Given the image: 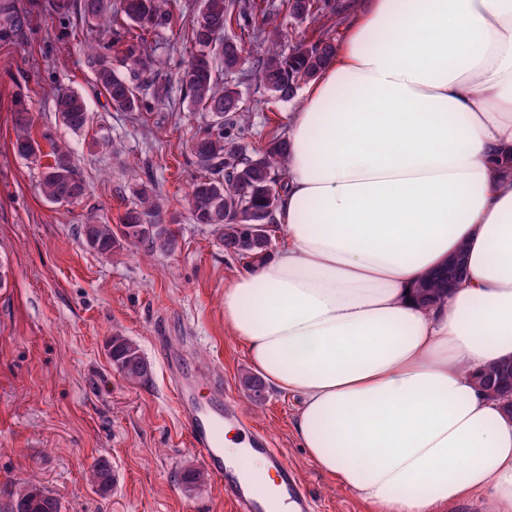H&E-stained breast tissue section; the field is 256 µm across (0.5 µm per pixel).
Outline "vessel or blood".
<instances>
[{"label": "vessel or blood", "mask_w": 512, "mask_h": 512, "mask_svg": "<svg viewBox=\"0 0 512 512\" xmlns=\"http://www.w3.org/2000/svg\"><path fill=\"white\" fill-rule=\"evenodd\" d=\"M172 399L188 443L203 467L224 489L232 512H311L312 504L287 459L267 437L246 421L240 406L212 386L207 397L196 391L195 368L184 360L171 364ZM241 433L244 451L235 461L224 458V432ZM264 456L266 471L249 468L251 454Z\"/></svg>", "instance_id": "obj_1"}]
</instances>
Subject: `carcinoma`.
Segmentation results:
<instances>
[{
  "label": "carcinoma",
  "mask_w": 512,
  "mask_h": 512,
  "mask_svg": "<svg viewBox=\"0 0 512 512\" xmlns=\"http://www.w3.org/2000/svg\"><path fill=\"white\" fill-rule=\"evenodd\" d=\"M180 0H4L0 4V42H11L13 31L41 14L74 15L86 24L84 55L94 74L95 86L113 108L123 112L145 109L142 76L154 64L152 46L145 33L171 24ZM351 8L346 0H201L188 21L186 41L196 52L177 73L190 102L210 117L209 124L188 145L201 170L190 184L188 206L197 224L213 228L224 250L247 265H256L271 254L277 225L275 214L287 186L285 164L288 141L276 130L266 133L264 143L251 154L244 153L240 135L246 131V112L238 90L243 76L255 79L274 101L293 98L301 84L315 79L333 59L336 51L329 30ZM300 22L320 24L315 39L299 38L292 49H283L284 33L277 26L256 24V17L267 18L280 10ZM236 27L238 38L226 39V29ZM257 48L249 70L242 69L245 46ZM121 55L129 76L112 68V53ZM55 111L73 131L90 125L83 95L58 89L54 92ZM14 151L22 159L41 168L39 191L48 201L72 203L86 190L73 162L72 151L64 142L49 141L43 152L33 137V118L25 100L14 104ZM163 210L161 199L141 192L140 203L128 209L118 224H84L80 233L85 243L99 254H110L124 247L147 244L163 252L177 247L176 233L166 227L161 236L136 230L156 221ZM425 305L448 295V269L429 272L417 288ZM112 366L130 383H143L150 376V365L131 339L113 335L106 342ZM485 391L500 397L512 390V368L497 361L481 378ZM241 383L255 406L266 400V386L256 375L246 373ZM112 466L98 461L90 472L91 481L106 493L112 488ZM208 474L187 467L179 473L185 490L206 483ZM6 512H60L58 500L35 482L22 483L12 493Z\"/></svg>",
  "instance_id": "carcinoma-1"
}]
</instances>
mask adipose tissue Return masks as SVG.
I'll use <instances>...</instances> for the list:
<instances>
[{"label": "adipose tissue", "mask_w": 512, "mask_h": 512, "mask_svg": "<svg viewBox=\"0 0 512 512\" xmlns=\"http://www.w3.org/2000/svg\"><path fill=\"white\" fill-rule=\"evenodd\" d=\"M285 130L281 245L226 286L225 325L376 512H512V416L473 381L512 356V0H368ZM456 282V278L448 280V269L442 267L427 274L426 279L417 288V294L423 304L429 305L448 296V287Z\"/></svg>", "instance_id": "1"}]
</instances>
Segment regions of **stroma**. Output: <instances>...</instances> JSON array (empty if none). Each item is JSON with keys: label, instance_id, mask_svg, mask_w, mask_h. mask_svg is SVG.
<instances>
[{"label": "stroma", "instance_id": "obj_1", "mask_svg": "<svg viewBox=\"0 0 512 512\" xmlns=\"http://www.w3.org/2000/svg\"><path fill=\"white\" fill-rule=\"evenodd\" d=\"M184 3L171 25L149 36L161 65L147 74L150 109L142 114L115 111L94 89L76 19L38 18L0 49V508L15 484L30 479L62 512H231L215 481L192 491L177 482L199 460L171 402L172 357L190 360L200 382L221 381L225 396L294 467L316 512H374L300 448L298 395L268 388L258 409L241 385L252 364L224 324V288L243 263L193 221L184 199L200 172L187 145L207 123L176 80L181 55L174 47L199 0ZM56 88L86 98L89 129L62 125ZM239 91L249 151L299 104L268 101L250 78ZM19 96L34 116V135L70 145L87 188L76 203L41 197L40 169L15 154L11 108ZM144 190L163 198L159 220L173 226L177 248L90 249L81 226L118 223ZM116 333L139 345L151 368L147 382L130 383L113 368L105 342ZM101 459L118 473L104 495L89 482Z\"/></svg>", "mask_w": 512, "mask_h": 512}]
</instances>
